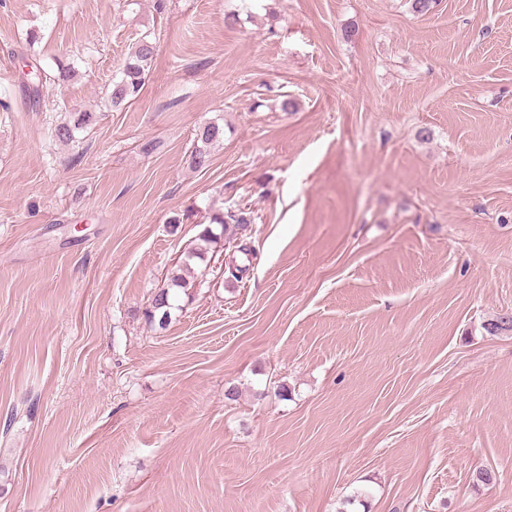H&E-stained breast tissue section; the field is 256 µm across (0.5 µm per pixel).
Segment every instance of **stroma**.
Listing matches in <instances>:
<instances>
[{
  "instance_id": "obj_1",
  "label": "stroma",
  "mask_w": 512,
  "mask_h": 512,
  "mask_svg": "<svg viewBox=\"0 0 512 512\" xmlns=\"http://www.w3.org/2000/svg\"><path fill=\"white\" fill-rule=\"evenodd\" d=\"M507 312L512 0H0V512H512ZM154 53L152 33L146 32L133 44L120 71V77L112 78V86L106 91V100L112 109H122L140 95L149 76ZM95 120L92 112H82L73 125L69 123H61L57 125L51 132L53 139L62 142H70L75 138V131L83 127L91 125ZM224 139V126L218 122H209L198 128L195 142L191 152V166L202 169L209 166L210 153L208 147ZM199 143L201 144L199 146ZM170 298L169 289L162 288L154 295L152 299L153 310L148 313V317L150 322H155L157 314H160L158 318V325L160 328L166 327L170 322L171 314L169 309L172 308Z\"/></svg>"
}]
</instances>
